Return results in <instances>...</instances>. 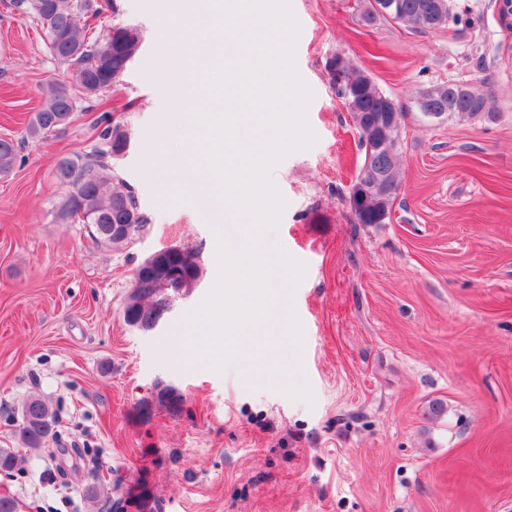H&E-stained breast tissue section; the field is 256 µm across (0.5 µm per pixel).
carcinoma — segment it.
<instances>
[{"label":"carcinoma","instance_id":"1","mask_svg":"<svg viewBox=\"0 0 512 512\" xmlns=\"http://www.w3.org/2000/svg\"><path fill=\"white\" fill-rule=\"evenodd\" d=\"M22 9L45 33L51 54L69 68L70 79H47L41 87L42 104L27 127L32 138L61 132L67 124L58 121L63 113H73L77 100L98 97L119 80L110 77L102 61L112 59V69L126 60L134 59L143 44L142 31L128 24L115 23L103 38L93 35L89 19L103 15V5L95 0H22ZM402 23L420 33L439 28L451 19L448 0H365L360 20L367 26L378 20ZM343 79L358 89V106L350 109L355 126H360L361 112H375L381 98L388 97L359 67L341 66ZM489 95L469 83L439 84L421 98V106L435 112H449L461 118L488 119L494 113L488 107ZM103 148L79 160L66 159L59 163L57 178L72 186L55 208L56 219L78 221L86 225L98 244L121 250L128 247L148 224L135 196L109 163L114 155L125 151L130 144L127 133L115 126L102 135ZM19 145L11 137H0V174L11 172L18 160ZM372 165L387 175L394 186L401 183L398 158L388 160L378 155ZM395 195L370 192L364 196L361 210L354 212L359 224H380L389 216ZM129 224L122 237L112 235V227ZM164 262L176 264L192 283H200L203 264L199 251L185 245H170L157 251ZM169 312V301L163 283L154 288H133L126 297L122 316L124 322L143 333L153 331ZM157 399L175 410L181 397L170 386H156ZM22 447L36 453L44 450L49 438L57 437L56 420L48 402L38 395L29 396L22 406V419L15 429Z\"/></svg>","mask_w":512,"mask_h":512}]
</instances>
